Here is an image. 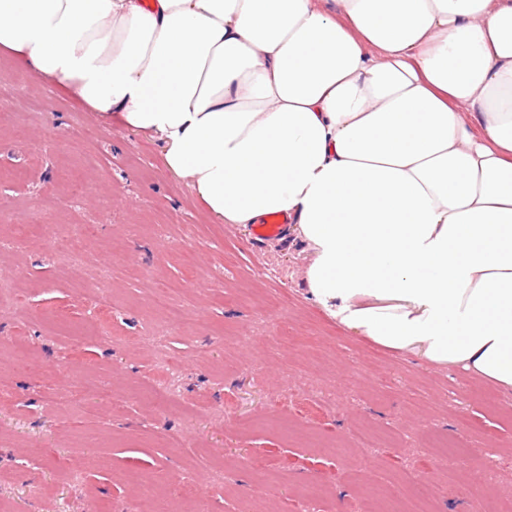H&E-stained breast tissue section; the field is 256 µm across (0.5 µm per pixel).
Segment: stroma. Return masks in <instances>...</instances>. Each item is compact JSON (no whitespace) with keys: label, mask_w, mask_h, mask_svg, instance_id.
<instances>
[{"label":"stroma","mask_w":512,"mask_h":512,"mask_svg":"<svg viewBox=\"0 0 512 512\" xmlns=\"http://www.w3.org/2000/svg\"><path fill=\"white\" fill-rule=\"evenodd\" d=\"M77 125L100 139H68ZM1 224L19 240L0 246V512H365V492L406 473L443 484L431 512H470L484 476L512 496V395L336 325L305 293L299 241L209 223L157 140L0 52ZM79 224L98 235L42 247ZM103 274L116 305L100 317L70 284ZM171 280L182 328L151 309ZM80 375L109 391L84 392ZM462 420L457 456L422 445ZM364 429L378 444L349 446ZM131 468L153 499L124 480ZM312 486L324 496L305 498Z\"/></svg>","instance_id":"stroma-1"}]
</instances>
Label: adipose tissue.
Returning <instances> with one entry per match:
<instances>
[{
	"mask_svg": "<svg viewBox=\"0 0 512 512\" xmlns=\"http://www.w3.org/2000/svg\"><path fill=\"white\" fill-rule=\"evenodd\" d=\"M0 49L213 223L280 214L338 324L512 394V0H0Z\"/></svg>",
	"mask_w": 512,
	"mask_h": 512,
	"instance_id": "1",
	"label": "adipose tissue"
}]
</instances>
